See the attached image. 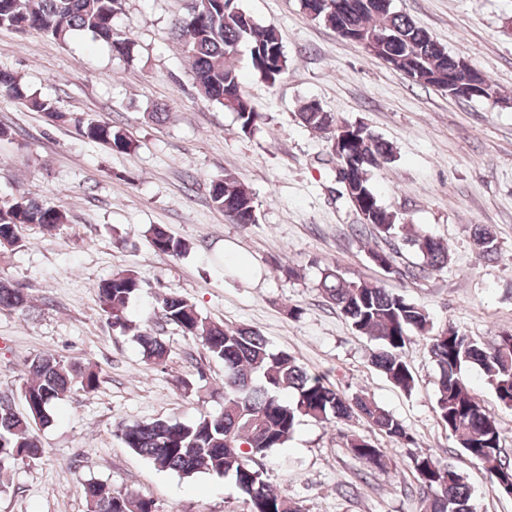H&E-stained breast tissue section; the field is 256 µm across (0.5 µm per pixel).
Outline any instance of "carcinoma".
I'll use <instances>...</instances> for the list:
<instances>
[{"mask_svg":"<svg viewBox=\"0 0 512 512\" xmlns=\"http://www.w3.org/2000/svg\"><path fill=\"white\" fill-rule=\"evenodd\" d=\"M335 10L319 11L316 20L333 28L342 38L366 44L365 53L387 58L413 82L453 94L448 76L454 82L469 80L458 56L448 52L425 29L406 14L393 8L369 9L365 0H339ZM122 0H0V29L15 32L37 31L60 42L76 31L91 34L110 45L122 58L135 55V43L119 30L114 20ZM172 34L192 62L199 93L224 110L235 114L243 133L257 129L260 113L243 93L237 68L240 45L249 49L255 74L275 84L288 68L278 31L258 24L243 9L224 10V0H208L190 6L176 18ZM0 97L41 112L51 121L65 119L50 98L30 93L21 78L0 71ZM301 124L320 133L330 146V154L340 150L356 166V177L346 185L340 170L335 178L340 195L347 201L359 199L360 222L352 225L359 235L389 239L406 231L404 240L416 254L417 274L448 266V245L433 235L404 224L397 214L379 201L369 172L381 169L396 158L394 146L376 135L364 123H351L318 104L309 102L298 112ZM79 134L118 153L139 147L124 128L108 121L76 120ZM213 205L235 224L247 226L257 221V208L250 191L230 174L210 184ZM67 222L65 211L20 195L0 205V250L14 251L22 246L21 229L28 224L51 233ZM154 251L178 257L190 252V245L167 228L152 225L146 230ZM473 243L479 254L490 257L497 251L495 237L482 225L474 226ZM371 262L384 271L393 268L394 254L369 252ZM321 288L326 301L350 323L356 332L377 342L371 363L395 387L410 392L415 379L403 357V349L414 336L429 340V351L437 368L435 407L441 423L448 428L459 448L481 465L498 491L512 481V459L503 453L498 419L478 400L465 378L477 367L497 401L512 409V333L501 332L493 346L460 332L453 326L434 327L428 310L403 295L370 281H348L338 270L326 269ZM101 310L121 334L132 332L124 315L125 305L141 290L138 274L125 269L112 273L97 284ZM31 305L25 291L0 280V310L25 314ZM156 310L165 322L177 326L183 335L198 340L210 357L224 364V408L205 413L191 422L157 418L124 424L118 429L122 443L160 471L183 478L199 474L229 477L251 503V512H303L302 507L275 492L255 467V459L275 448L285 447L297 425L305 418L318 422H349L363 419L388 438L408 441L403 423L375 400L363 394L350 397L339 393L321 375L303 368L284 350L272 348L257 330L227 326L204 317L187 297L164 295ZM143 357L152 364L165 362L170 349L148 329L133 332ZM27 377L20 384L19 411L14 398L0 395V472L17 462L36 461L44 448L34 428L50 423L51 410L74 387L86 392L99 384L91 366L44 352L26 361ZM347 447L367 473L387 467V456L373 442L358 435ZM410 465L423 489L422 512H475L464 477L452 466L433 455H413ZM87 512H155L152 500L94 480L85 483Z\"/></svg>","mask_w":512,"mask_h":512,"instance_id":"1","label":"carcinoma"}]
</instances>
